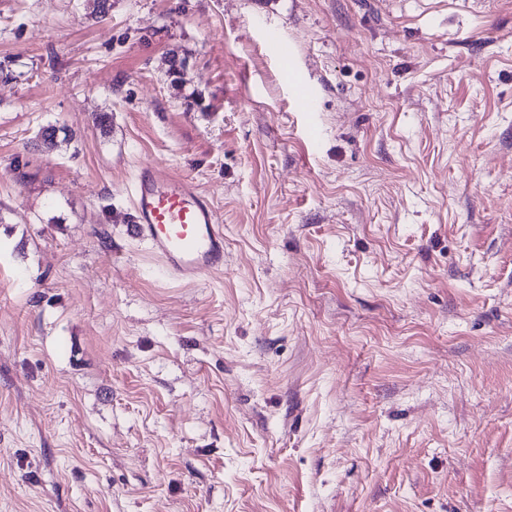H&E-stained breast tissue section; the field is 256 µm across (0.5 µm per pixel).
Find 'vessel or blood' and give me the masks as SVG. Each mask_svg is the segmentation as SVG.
Returning <instances> with one entry per match:
<instances>
[{"instance_id": "b4317fda", "label": "vessel or blood", "mask_w": 512, "mask_h": 512, "mask_svg": "<svg viewBox=\"0 0 512 512\" xmlns=\"http://www.w3.org/2000/svg\"><path fill=\"white\" fill-rule=\"evenodd\" d=\"M132 237L146 241L166 273L197 280L224 267V227L186 175L142 166L134 184Z\"/></svg>"}]
</instances>
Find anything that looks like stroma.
I'll return each mask as SVG.
<instances>
[{
	"label": "stroma",
	"mask_w": 512,
	"mask_h": 512,
	"mask_svg": "<svg viewBox=\"0 0 512 512\" xmlns=\"http://www.w3.org/2000/svg\"><path fill=\"white\" fill-rule=\"evenodd\" d=\"M0 63V512H512V0H0ZM131 236L146 241L166 273L197 280L224 267V225L186 175L144 165L134 184Z\"/></svg>",
	"instance_id": "obj_1"
}]
</instances>
